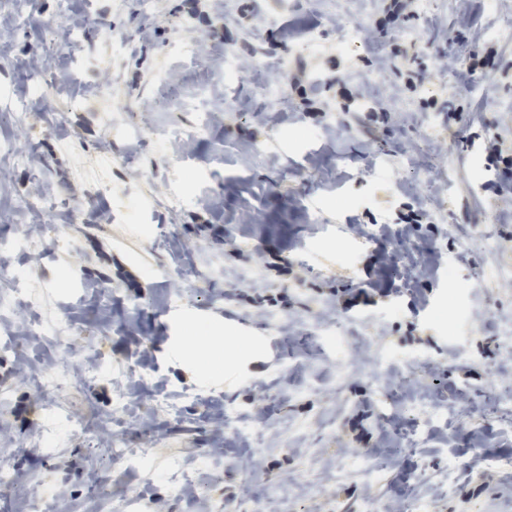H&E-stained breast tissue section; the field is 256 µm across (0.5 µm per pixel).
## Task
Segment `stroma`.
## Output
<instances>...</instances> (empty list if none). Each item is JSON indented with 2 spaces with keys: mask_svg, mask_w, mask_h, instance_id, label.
<instances>
[{
  "mask_svg": "<svg viewBox=\"0 0 512 512\" xmlns=\"http://www.w3.org/2000/svg\"><path fill=\"white\" fill-rule=\"evenodd\" d=\"M113 2L24 0L0 39V104L39 97L26 81L35 60L57 90L51 111L0 125L28 155L0 167V236L40 227L34 253L6 255L19 280L0 281V304L14 317L21 287L71 327L63 344L22 347L0 326V384L11 386L0 456L24 487L63 491L74 512H100L106 498L123 512L136 496L146 512H210L215 497L224 512H512V412L485 408L512 396L499 335L512 278L494 275L512 263V192H493L486 161L490 139L512 145V0H408L397 21L386 0ZM75 25L73 54L57 31ZM366 27L375 38L346 52L341 31ZM470 27L500 54L468 83ZM188 40L238 66L234 84L185 56ZM445 56L454 67L441 68ZM256 72L277 74L279 103L255 94ZM106 82L108 99L96 92ZM198 110L205 133L163 142ZM129 150L138 164L125 169ZM402 155L412 167L396 166ZM38 191L55 208L24 211ZM416 211L420 223H407ZM484 226L500 254L475 238ZM192 314L251 337L253 351L200 380L172 352ZM385 356L400 391L440 416L401 407L374 368ZM47 368L69 377L36 391L30 376ZM121 395L133 419L116 412ZM54 401L86 431L50 416ZM107 424L153 455L90 462L89 449L108 448ZM341 459L387 466L369 481L339 474ZM182 464L197 468L195 498L170 479ZM450 468L452 491L440 481Z\"/></svg>",
  "mask_w": 512,
  "mask_h": 512,
  "instance_id": "obj_1",
  "label": "stroma"
}]
</instances>
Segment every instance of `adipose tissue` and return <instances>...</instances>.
Instances as JSON below:
<instances>
[{"mask_svg": "<svg viewBox=\"0 0 512 512\" xmlns=\"http://www.w3.org/2000/svg\"><path fill=\"white\" fill-rule=\"evenodd\" d=\"M250 349L248 340L239 337L228 340L210 324L194 319L189 320L188 334L178 347L180 355L191 359L198 374L204 378L234 369L237 356Z\"/></svg>", "mask_w": 512, "mask_h": 512, "instance_id": "adipose-tissue-1", "label": "adipose tissue"}]
</instances>
